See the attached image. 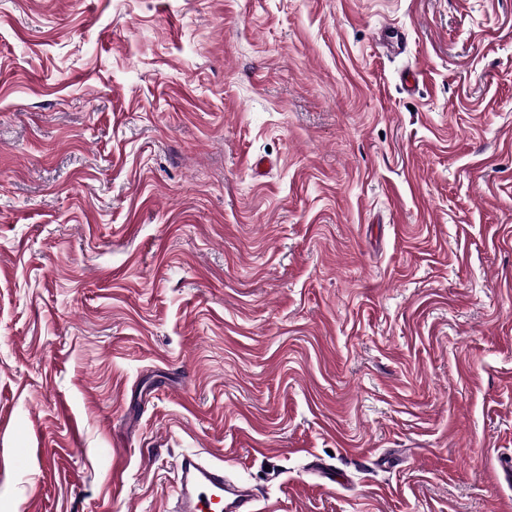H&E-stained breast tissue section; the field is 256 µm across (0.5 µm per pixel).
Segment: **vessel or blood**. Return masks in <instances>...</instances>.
I'll list each match as a JSON object with an SVG mask.
<instances>
[{"label": "vessel or blood", "instance_id": "vessel-or-blood-1", "mask_svg": "<svg viewBox=\"0 0 512 512\" xmlns=\"http://www.w3.org/2000/svg\"><path fill=\"white\" fill-rule=\"evenodd\" d=\"M256 501L251 488L228 483L223 466L196 454L182 458L179 512H256Z\"/></svg>", "mask_w": 512, "mask_h": 512}]
</instances>
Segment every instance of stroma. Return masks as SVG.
<instances>
[{
  "instance_id": "35a3bbf8",
  "label": "stroma",
  "mask_w": 512,
  "mask_h": 512,
  "mask_svg": "<svg viewBox=\"0 0 512 512\" xmlns=\"http://www.w3.org/2000/svg\"><path fill=\"white\" fill-rule=\"evenodd\" d=\"M192 452L512 512V0H0V512Z\"/></svg>"
}]
</instances>
